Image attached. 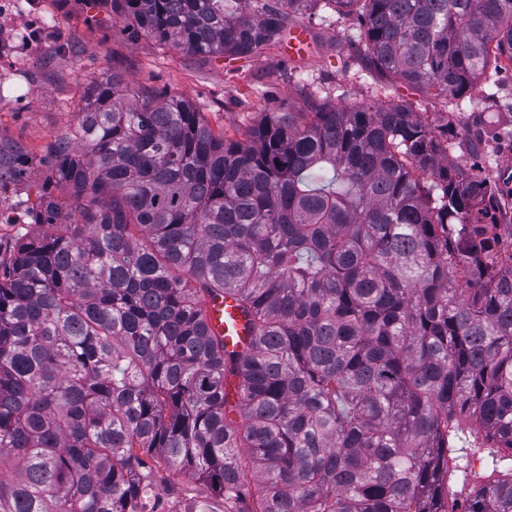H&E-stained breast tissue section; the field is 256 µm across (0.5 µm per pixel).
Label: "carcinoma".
<instances>
[{
	"instance_id": "cac0c4a2",
	"label": "carcinoma",
	"mask_w": 512,
	"mask_h": 512,
	"mask_svg": "<svg viewBox=\"0 0 512 512\" xmlns=\"http://www.w3.org/2000/svg\"><path fill=\"white\" fill-rule=\"evenodd\" d=\"M191 57L246 58L321 0H102ZM369 69L461 98L512 62V0H327ZM454 116L273 114L242 138L114 69L0 238V512H136L164 469L224 512H512V264ZM229 298L247 340L207 326Z\"/></svg>"
}]
</instances>
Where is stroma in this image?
I'll list each match as a JSON object with an SVG mask.
<instances>
[{"label":"stroma","mask_w":512,"mask_h":512,"mask_svg":"<svg viewBox=\"0 0 512 512\" xmlns=\"http://www.w3.org/2000/svg\"><path fill=\"white\" fill-rule=\"evenodd\" d=\"M0 23L17 30L11 43L0 44V146L37 160L74 122L90 81L114 68L133 87L190 102L215 131L232 138L268 113L302 112L312 100L336 106L405 101L432 120L450 108L444 97L390 88L366 69L354 21L327 8L302 18L308 52L293 60L279 46L240 59L187 57L132 36L97 0H0ZM450 109L458 135L449 161L477 167L506 203L500 223L512 225V61L500 59ZM45 176L44 166L31 165L21 181L0 188V207L23 214Z\"/></svg>","instance_id":"1"}]
</instances>
